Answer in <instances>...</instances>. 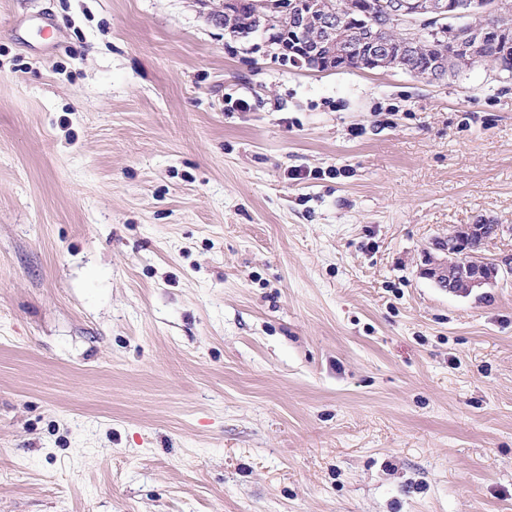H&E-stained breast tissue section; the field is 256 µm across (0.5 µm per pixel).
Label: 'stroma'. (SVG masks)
<instances>
[{"label": "stroma", "mask_w": 512, "mask_h": 512, "mask_svg": "<svg viewBox=\"0 0 512 512\" xmlns=\"http://www.w3.org/2000/svg\"><path fill=\"white\" fill-rule=\"evenodd\" d=\"M511 262L512 75L0 0V512H512ZM458 234V231H454L448 235L447 239L436 245V249L446 254V258L431 263L430 267L425 269V275L433 279L439 287L448 288V292L453 294L457 292L450 286L452 283L451 276L448 275L450 266L457 268L458 278L467 285L469 291L494 283L500 272L498 264L487 258L478 259L464 250Z\"/></svg>", "instance_id": "1"}]
</instances>
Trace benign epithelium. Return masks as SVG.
Wrapping results in <instances>:
<instances>
[{
    "mask_svg": "<svg viewBox=\"0 0 512 512\" xmlns=\"http://www.w3.org/2000/svg\"><path fill=\"white\" fill-rule=\"evenodd\" d=\"M223 7L217 19H228V27H233L238 10L249 8L266 29L283 35L277 54L322 72L392 69L421 53L419 35L425 32L449 38L452 46L451 55L430 59L428 78L432 81L448 77L450 67L492 62L491 40L502 52L512 51V29L497 27L498 20L512 16V0H383L382 23L373 27L363 16L352 18L342 0H312L307 7L289 0L277 8L276 19L266 15L271 8L267 0H224ZM436 249L446 258L430 264L425 275L450 293V266L456 267L458 278L470 290L494 283L499 275L497 263L478 259L462 248L456 231Z\"/></svg>",
    "mask_w": 512,
    "mask_h": 512,
    "instance_id": "benign-epithelium-1",
    "label": "benign epithelium"
}]
</instances>
